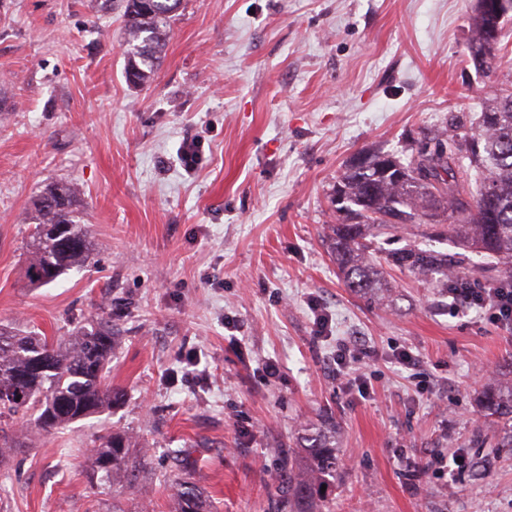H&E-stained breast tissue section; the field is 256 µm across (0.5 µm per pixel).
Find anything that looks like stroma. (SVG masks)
Masks as SVG:
<instances>
[{"mask_svg": "<svg viewBox=\"0 0 512 512\" xmlns=\"http://www.w3.org/2000/svg\"><path fill=\"white\" fill-rule=\"evenodd\" d=\"M476 3L184 0L135 88L115 0H0V325L58 339L111 316L121 394L51 435L17 418L26 445L0 447V512H141L146 494L171 512L177 474L215 512H277L281 458L326 412L333 512H512L507 423L481 406L512 382V330L397 269L392 302L354 293L324 241L359 150L407 157L424 133L476 122L489 91L467 60ZM194 136L191 172L178 149ZM56 181L80 191L93 260L32 288V201ZM340 339L370 351L366 394L336 379ZM109 431L148 449L146 494L89 482ZM434 453L471 467L449 477Z\"/></svg>", "mask_w": 512, "mask_h": 512, "instance_id": "stroma-1", "label": "stroma"}]
</instances>
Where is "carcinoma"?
Returning <instances> with one entry per match:
<instances>
[{"label": "carcinoma", "instance_id": "obj_1", "mask_svg": "<svg viewBox=\"0 0 512 512\" xmlns=\"http://www.w3.org/2000/svg\"><path fill=\"white\" fill-rule=\"evenodd\" d=\"M183 0H120L125 17V79L129 85L150 83L160 66L171 22ZM505 25L491 35L487 11L472 19L471 53L486 56L483 75L492 78V62L502 50ZM332 202L336 223L327 235L338 275L356 293L389 297L381 263L410 274L437 276V287L466 284L456 269L460 253L433 245L421 248L391 242L415 224L436 226L433 237L451 238L488 259L509 267H481L494 288L512 286V90L489 101L477 129L461 136L437 133L415 154L401 159L365 149L336 181ZM78 191L71 184L45 186L32 203V229L26 242V278L39 287L90 263L92 244ZM112 319L82 325L56 341L13 333L0 327V441L9 438V423L18 415H34L39 431L53 434L112 405L117 392L107 381L112 358ZM484 408L512 418V385L483 394ZM327 419L298 437L295 455L281 475L279 492L288 512H330L321 487L336 481L338 461ZM131 436L110 432L91 449L88 479L108 484L122 479L143 488L147 451L132 452ZM173 512H212L209 499L192 482L179 480Z\"/></svg>", "mask_w": 512, "mask_h": 512}]
</instances>
